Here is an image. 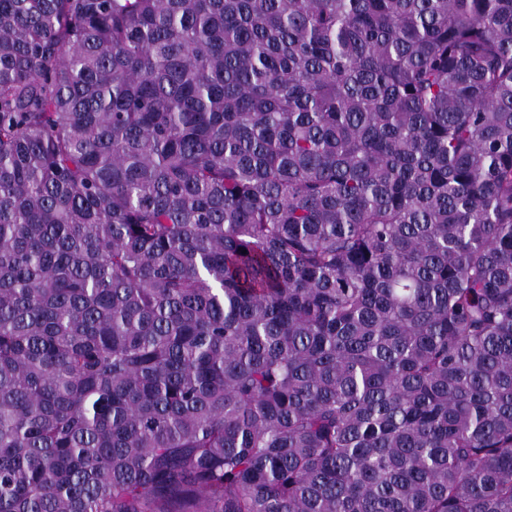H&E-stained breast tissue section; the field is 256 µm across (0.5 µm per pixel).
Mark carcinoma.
Masks as SVG:
<instances>
[{
	"mask_svg": "<svg viewBox=\"0 0 512 512\" xmlns=\"http://www.w3.org/2000/svg\"><path fill=\"white\" fill-rule=\"evenodd\" d=\"M0 512H512V0H0Z\"/></svg>",
	"mask_w": 512,
	"mask_h": 512,
	"instance_id": "cac0c4a2",
	"label": "carcinoma"
}]
</instances>
